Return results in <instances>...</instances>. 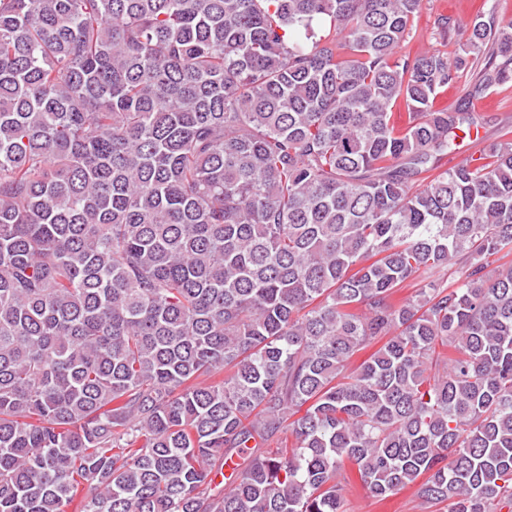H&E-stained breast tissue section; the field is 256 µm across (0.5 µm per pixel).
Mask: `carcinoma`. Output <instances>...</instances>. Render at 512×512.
I'll list each match as a JSON object with an SVG mask.
<instances>
[{"mask_svg":"<svg viewBox=\"0 0 512 512\" xmlns=\"http://www.w3.org/2000/svg\"><path fill=\"white\" fill-rule=\"evenodd\" d=\"M421 6L0 0V512H512V24ZM490 10L499 21H512V0H423L415 27L407 40L406 51L412 56L421 55L435 45V21L441 14L451 16L457 22L473 18L479 5ZM477 112H490L496 114L503 123L512 125V83L496 86L489 90L483 91L473 100ZM499 120L486 125L485 129H481L480 136L486 141L499 139L502 134ZM342 493L348 512H425L421 509L415 485L406 486L387 499L378 501L354 476Z\"/></svg>","mask_w":512,"mask_h":512,"instance_id":"carcinoma-1","label":"carcinoma"}]
</instances>
